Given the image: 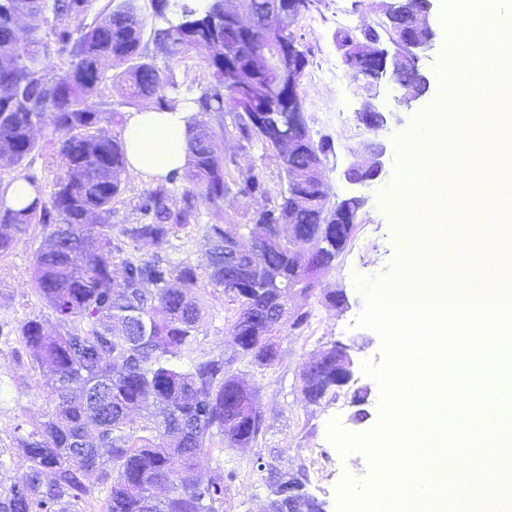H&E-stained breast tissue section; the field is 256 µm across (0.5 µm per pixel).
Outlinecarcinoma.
<instances>
[{
	"instance_id": "cac0c4a2",
	"label": "carcinoma",
	"mask_w": 512,
	"mask_h": 512,
	"mask_svg": "<svg viewBox=\"0 0 512 512\" xmlns=\"http://www.w3.org/2000/svg\"><path fill=\"white\" fill-rule=\"evenodd\" d=\"M151 2L162 21L151 28L153 42L176 51L204 43L212 62L223 60L224 0ZM91 8L92 0H0V171L21 167L39 150L34 128L47 112L54 116L51 141L66 164L49 200L21 210L6 204L10 183H0V255L13 250L27 225L54 226L35 251L34 282L56 320L52 334L35 317L17 329L40 371L37 388L49 410L16 438L28 473L8 486L0 483V512H79L97 491L105 493L107 512H223L235 472L219 467L202 483L196 461L216 438L227 448L254 445L264 419L224 354L202 352L183 362L202 320L193 290L201 278L224 289L236 307L231 329L238 354L258 367L272 365V337L282 323L267 321L265 307L278 299L287 305L288 285L305 274L280 227L333 223L322 172L314 168L334 146L314 143L308 130L292 134L296 147L280 162L283 187L273 205L254 211L245 225L261 234L238 236L240 261L252 267V279L241 287L224 288V241L231 235L222 224L203 227L210 252L204 272L158 254L125 253V246L141 242L169 244L228 198L269 197L263 176L241 169L222 143L232 133L242 151L261 142L282 153L275 136L281 103L269 99L262 121L246 119L228 108L224 83L209 76L191 99L186 166L142 191L134 204L139 218L114 234L108 221L126 190L118 174L127 158L121 137L102 135L100 124L121 126L123 113L102 109L103 78L95 71L102 60L119 57L127 67L116 79L127 101L148 98L158 112H175L181 102L167 93L177 86L173 75L162 74L141 52L144 28L136 12L108 4L89 22ZM20 16L29 21L23 45L14 29ZM279 37L272 24L243 54L253 58ZM306 173L300 196L295 177ZM176 190L182 193L178 206L171 204ZM121 253L116 268L113 258ZM258 468L267 473V512H319L316 503L288 510V483L303 471H285L274 458ZM92 474L95 487L88 483Z\"/></svg>"
}]
</instances>
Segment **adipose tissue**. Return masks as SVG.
<instances>
[{
	"label": "adipose tissue",
	"instance_id": "obj_1",
	"mask_svg": "<svg viewBox=\"0 0 512 512\" xmlns=\"http://www.w3.org/2000/svg\"><path fill=\"white\" fill-rule=\"evenodd\" d=\"M188 118V113L183 111L130 113L123 131L129 166L148 181L185 166Z\"/></svg>",
	"mask_w": 512,
	"mask_h": 512
}]
</instances>
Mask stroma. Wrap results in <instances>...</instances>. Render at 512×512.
<instances>
[{
    "instance_id": "35a3bbf8",
    "label": "stroma",
    "mask_w": 512,
    "mask_h": 512,
    "mask_svg": "<svg viewBox=\"0 0 512 512\" xmlns=\"http://www.w3.org/2000/svg\"><path fill=\"white\" fill-rule=\"evenodd\" d=\"M382 17L383 0H321L318 10L301 13L292 26L309 59L299 94L311 134L316 139L329 136L335 147L334 157L328 159L323 170L324 189L333 201L352 194L366 199L347 246L332 268L319 277L313 295L305 299L294 295L288 300L289 309L309 312L307 327L300 332L282 328L273 338L277 351L274 364L260 368L236 354L231 332L233 312L223 289L204 282L196 290L204 315L194 351H221L233 357L231 370L255 390L256 407L266 426L265 435L252 447L228 450L217 442L209 454L199 459L201 478H209L220 463L236 473L224 512H264L265 474L257 468L261 458L277 459L289 469H304L309 492L325 502L327 512H336L338 487L344 479L354 481V494L360 498L387 495L393 490L387 482L389 464L375 467L369 457L340 454L327 436V424L336 418L346 431L363 434L381 421L379 385L363 368L365 362H381V339L374 330L356 324L366 304L361 283L389 276L394 260L405 250V239L394 232L391 220L404 214L413 202L392 186L396 159L399 149L412 146L413 135L422 128L421 113L430 110L441 95L442 73L447 69L448 29L437 26L436 38L421 61L431 79L429 94L407 107L399 102L402 91L396 84L384 83L377 92H369L363 77L343 64L336 45L337 30L373 24ZM142 49L160 70L173 73L178 83L177 97L190 99L198 95V82L207 75L208 52L204 47L175 55L147 38ZM370 99L387 113L386 125L376 132L367 130L356 119L357 111ZM51 131L52 118L44 116L37 137L46 147L33 155L29 167L47 192L64 171L58 147L50 141ZM376 142L387 148L384 174L365 185L348 184L344 170ZM51 231L48 224L29 225L17 246L0 256L1 329H16L33 317L39 318L46 329H53L55 317L37 296L32 278L33 253ZM335 292L343 293V308L327 303V295ZM335 343L348 347L354 378L335 396L317 404L308 403L302 395L300 372ZM39 379V372L32 368L18 339L0 344V448L12 451L7 474L11 482L28 472L25 458L12 449L16 426L28 431L45 418L46 405L37 389Z\"/></svg>"
}]
</instances>
